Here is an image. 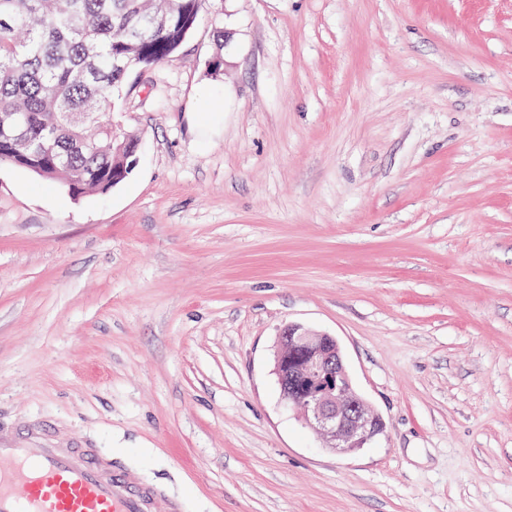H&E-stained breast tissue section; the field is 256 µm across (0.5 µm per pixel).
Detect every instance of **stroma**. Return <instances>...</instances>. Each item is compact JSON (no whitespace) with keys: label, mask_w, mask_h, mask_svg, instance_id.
I'll return each mask as SVG.
<instances>
[{"label":"stroma","mask_w":512,"mask_h":512,"mask_svg":"<svg viewBox=\"0 0 512 512\" xmlns=\"http://www.w3.org/2000/svg\"><path fill=\"white\" fill-rule=\"evenodd\" d=\"M128 81L124 183L0 164V442L181 512H512V0H202ZM291 323L384 436L330 451L282 401Z\"/></svg>","instance_id":"stroma-1"}]
</instances>
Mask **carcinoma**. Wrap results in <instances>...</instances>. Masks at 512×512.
<instances>
[{"instance_id": "carcinoma-1", "label": "carcinoma", "mask_w": 512, "mask_h": 512, "mask_svg": "<svg viewBox=\"0 0 512 512\" xmlns=\"http://www.w3.org/2000/svg\"><path fill=\"white\" fill-rule=\"evenodd\" d=\"M201 0H0V164L78 198L122 157L100 113L128 76L174 56Z\"/></svg>"}]
</instances>
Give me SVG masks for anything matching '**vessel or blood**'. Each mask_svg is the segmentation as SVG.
Listing matches in <instances>:
<instances>
[{
    "instance_id": "obj_1",
    "label": "vessel or blood",
    "mask_w": 512,
    "mask_h": 512,
    "mask_svg": "<svg viewBox=\"0 0 512 512\" xmlns=\"http://www.w3.org/2000/svg\"><path fill=\"white\" fill-rule=\"evenodd\" d=\"M157 496L95 448L0 445V512H150Z\"/></svg>"
}]
</instances>
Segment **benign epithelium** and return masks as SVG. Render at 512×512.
Returning a JSON list of instances; mask_svg holds the SVG:
<instances>
[{
	"instance_id": "benign-epithelium-1",
	"label": "benign epithelium",
	"mask_w": 512,
	"mask_h": 512,
	"mask_svg": "<svg viewBox=\"0 0 512 512\" xmlns=\"http://www.w3.org/2000/svg\"><path fill=\"white\" fill-rule=\"evenodd\" d=\"M274 373L282 399L327 448L349 453L384 433L383 418L354 391L336 337L301 325L284 327Z\"/></svg>"
}]
</instances>
